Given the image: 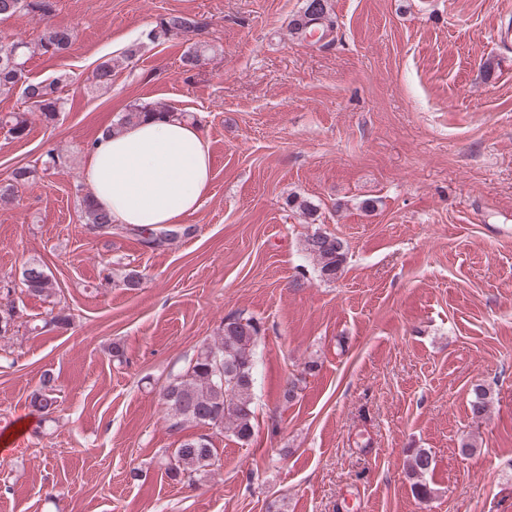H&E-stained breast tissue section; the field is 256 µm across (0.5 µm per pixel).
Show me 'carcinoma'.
<instances>
[{"mask_svg":"<svg viewBox=\"0 0 512 512\" xmlns=\"http://www.w3.org/2000/svg\"><path fill=\"white\" fill-rule=\"evenodd\" d=\"M24 9L43 25L37 43V50L41 54L53 58L69 52L74 34L68 28L49 23L52 0H0L1 19ZM330 11L329 0H306L303 15L292 20L291 27L306 35L317 30L320 32L318 40L323 41L332 34L335 26ZM199 31L201 26L198 22L172 13L160 16L152 29L155 39L184 38L188 41L199 35ZM26 49L27 46L22 43L0 45V89L16 87L15 73L17 67L24 64ZM206 51V43H193L183 57V65L197 66ZM61 82L63 79L58 77L48 83L30 81L23 86L22 94L26 102L48 121L54 120L62 108L63 101L58 90ZM168 113L170 110L160 106L133 105L121 115L110 132L119 133L149 117ZM0 124L7 127L8 133L15 139L27 135V120L18 113L1 119ZM82 205L87 223L94 229L106 235L118 229V225L112 223V216L97 206L91 194L82 197ZM128 231L138 236L141 244L150 245L152 251L193 233L192 228L180 225L157 229L130 227ZM303 249L317 262L320 277L330 281L342 275L345 250L341 239L327 231L316 230L305 237ZM22 283L26 292L35 296H48L54 288L50 275L38 263L24 268ZM260 336V323L252 317L238 314L224 320L218 342L191 360L185 373L175 376L163 391L171 429L181 430L187 424L207 425L230 430L238 440L249 441L254 417V349ZM51 382V378H43L41 386L30 395L29 406L33 411L51 414L56 409L57 400L53 396ZM487 409V390L476 384L471 391V413L481 417ZM214 458L215 448L210 440L204 436L186 437L173 450L171 464L166 471L173 480L193 482L205 468L212 465ZM408 469L415 479V498L421 502L428 500L432 490L425 476L434 469L433 457L425 450H418L412 455Z\"/></svg>","mask_w":512,"mask_h":512,"instance_id":"carcinoma-1","label":"carcinoma"}]
</instances>
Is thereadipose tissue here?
Here are the masks:
<instances>
[{
	"instance_id": "ef3b65f1",
	"label": "adipose tissue",
	"mask_w": 512,
	"mask_h": 512,
	"mask_svg": "<svg viewBox=\"0 0 512 512\" xmlns=\"http://www.w3.org/2000/svg\"><path fill=\"white\" fill-rule=\"evenodd\" d=\"M213 160L199 124L152 118L105 134L85 151L83 179L113 223H182L209 190Z\"/></svg>"
}]
</instances>
